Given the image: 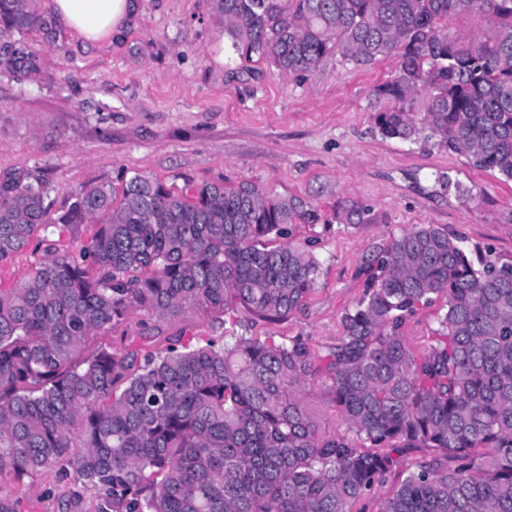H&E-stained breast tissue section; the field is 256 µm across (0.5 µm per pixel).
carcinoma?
I'll return each instance as SVG.
<instances>
[{
    "instance_id": "carcinoma-1",
    "label": "carcinoma",
    "mask_w": 512,
    "mask_h": 512,
    "mask_svg": "<svg viewBox=\"0 0 512 512\" xmlns=\"http://www.w3.org/2000/svg\"><path fill=\"white\" fill-rule=\"evenodd\" d=\"M213 5L235 51L282 76L335 55L355 66L398 55L397 76L377 88L387 103L379 133L434 138L512 181V0ZM471 16L492 33L442 26ZM31 30L58 38L38 0H0V36ZM0 68L22 81L41 63L19 40ZM368 213L345 200L333 219L353 226ZM321 220L306 200L247 182L180 188L136 172L81 188L57 212L41 179L0 182V264L40 230L95 225L78 254L53 255L0 289V512H20L16 490L52 465L69 480L60 512H350L390 452L414 443L439 454L409 472L383 512H512V261L490 249L473 256L435 224L378 247L365 262L366 294L342 316L326 370L353 439L319 435L299 401L315 370L297 339L176 342L141 359L102 345L85 354L92 337L137 311L290 314L321 273L293 227ZM439 297L436 343L416 356L400 329Z\"/></svg>"
}]
</instances>
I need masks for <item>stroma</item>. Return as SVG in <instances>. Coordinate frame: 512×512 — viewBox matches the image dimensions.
I'll list each match as a JSON object with an SVG mask.
<instances>
[{
	"label": "stroma",
	"instance_id": "35a3bbf8",
	"mask_svg": "<svg viewBox=\"0 0 512 512\" xmlns=\"http://www.w3.org/2000/svg\"><path fill=\"white\" fill-rule=\"evenodd\" d=\"M138 4L137 15L105 41L91 43L66 28L52 44L26 35L41 75L20 82L0 72V178L39 175L57 208L82 186L143 172L180 186L247 181L276 197L304 198L327 216L336 201L352 198L370 213L355 226H294V239L312 242L322 269L318 288L284 318L238 308L217 326L195 308L165 319L137 312L99 343L155 351L209 338H299L322 366L343 334V313L364 294L366 257L390 235L435 224L468 248L512 257L511 181L433 143L378 132L375 116L385 103L375 88L396 76L398 56L359 67L334 56L313 72L282 76L269 62L234 52L212 0ZM442 175L467 186L470 198L448 194ZM91 232L88 224L75 234L55 227L47 240L33 239L0 266V289L24 279L48 246L72 253ZM442 307L424 305L406 319L401 334L413 353L434 344ZM297 395L320 434L348 432L324 376ZM431 454L420 443L402 449L351 512H382L413 464ZM57 484L51 466L25 479L23 512H59L50 495Z\"/></svg>",
	"mask_w": 512,
	"mask_h": 512
}]
</instances>
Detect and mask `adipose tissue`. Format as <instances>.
Segmentation results:
<instances>
[{
    "mask_svg": "<svg viewBox=\"0 0 512 512\" xmlns=\"http://www.w3.org/2000/svg\"><path fill=\"white\" fill-rule=\"evenodd\" d=\"M135 9L134 0H52L55 17L66 28L92 42L109 37Z\"/></svg>",
    "mask_w": 512,
    "mask_h": 512,
    "instance_id": "1",
    "label": "adipose tissue"
}]
</instances>
